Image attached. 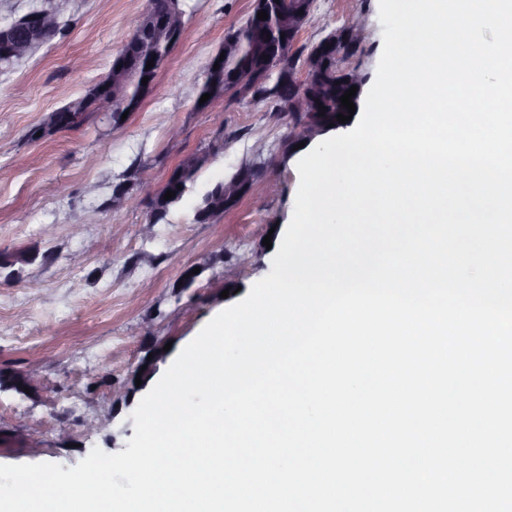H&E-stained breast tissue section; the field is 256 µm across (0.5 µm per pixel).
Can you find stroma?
I'll use <instances>...</instances> for the list:
<instances>
[{
  "mask_svg": "<svg viewBox=\"0 0 512 512\" xmlns=\"http://www.w3.org/2000/svg\"><path fill=\"white\" fill-rule=\"evenodd\" d=\"M147 6L66 0L70 34L0 73V254H40L19 277L0 273V368L41 376L34 395L0 392V464L67 469L96 447L125 450L143 396L209 321L269 274L293 216L303 152L290 146V116L270 103L196 102L210 58L253 0H183V34L122 128L95 111L76 129L30 140L31 128L108 73ZM313 11L299 47L311 50L359 14L367 38L349 65L374 83L379 0H314ZM188 153L206 159L198 186L251 165L277 190L247 196L208 224L193 223L192 192L151 238L136 235L151 196ZM119 183L141 198L139 207L111 205ZM191 266L202 273L181 290ZM153 346L166 347V357L139 377Z\"/></svg>",
  "mask_w": 512,
  "mask_h": 512,
  "instance_id": "1",
  "label": "stroma"
}]
</instances>
